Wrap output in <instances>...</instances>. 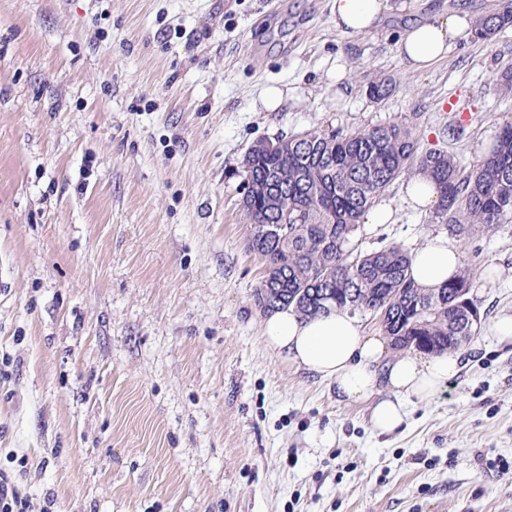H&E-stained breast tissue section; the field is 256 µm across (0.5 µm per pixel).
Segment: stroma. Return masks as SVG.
<instances>
[{"label": "stroma", "mask_w": 512, "mask_h": 512, "mask_svg": "<svg viewBox=\"0 0 512 512\" xmlns=\"http://www.w3.org/2000/svg\"><path fill=\"white\" fill-rule=\"evenodd\" d=\"M499 3L389 0L349 35L330 0H0V468L35 512H512V341L493 334L512 280L484 278L512 268V223L463 239L386 190L396 221L359 249L459 248L480 323L380 436L373 400L263 343L240 210L249 148L308 130L400 124L469 165L512 122V26L426 72L398 41Z\"/></svg>", "instance_id": "stroma-1"}]
</instances>
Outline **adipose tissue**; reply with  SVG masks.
Listing matches in <instances>:
<instances>
[{
  "instance_id": "adipose-tissue-1",
  "label": "adipose tissue",
  "mask_w": 512,
  "mask_h": 512,
  "mask_svg": "<svg viewBox=\"0 0 512 512\" xmlns=\"http://www.w3.org/2000/svg\"><path fill=\"white\" fill-rule=\"evenodd\" d=\"M388 8V0H332L333 21L346 34H364L376 28ZM474 18L442 12L410 26L399 41V52L418 70L429 69L457 38L470 34ZM460 269V253L441 239H431L410 253V272L415 284L435 289ZM264 344L285 363L324 380L335 382L338 398L359 402L378 387L389 395L372 410V425L381 435L398 431L408 414L404 398L434 395L459 372L460 358L447 353L421 358L405 351L391 361L385 373L376 362L387 348L381 336L365 335L360 321L347 310L304 318L288 307L267 312L262 321Z\"/></svg>"
}]
</instances>
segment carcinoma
Instances as JSON below:
<instances>
[{
  "mask_svg": "<svg viewBox=\"0 0 512 512\" xmlns=\"http://www.w3.org/2000/svg\"><path fill=\"white\" fill-rule=\"evenodd\" d=\"M512 26V0L481 15L473 38L486 43ZM403 174L429 177L439 191L437 222L465 237L512 223V123L500 127L490 149L470 168L443 150H419L415 132L398 124L349 134L305 131L288 138V152L247 153L242 181L262 178L279 188V205L242 210L251 224L248 247L265 264L255 289L264 310L291 306L304 317L333 309L378 316L393 349L440 355L475 335L460 288H472L464 268L432 291L415 286L409 254L398 245L361 251L354 244L367 210ZM286 226L280 235L260 229Z\"/></svg>",
  "mask_w": 512,
  "mask_h": 512,
  "instance_id": "obj_1",
  "label": "carcinoma"
}]
</instances>
